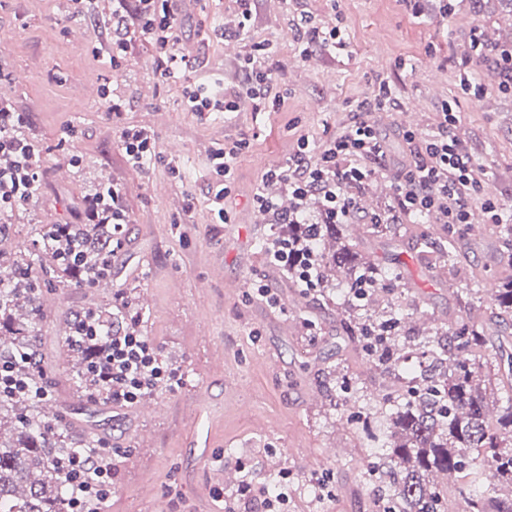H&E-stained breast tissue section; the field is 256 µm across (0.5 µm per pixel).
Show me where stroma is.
I'll list each match as a JSON object with an SVG mask.
<instances>
[{"mask_svg": "<svg viewBox=\"0 0 512 512\" xmlns=\"http://www.w3.org/2000/svg\"><path fill=\"white\" fill-rule=\"evenodd\" d=\"M303 5L321 26L345 28L346 49L301 58L302 34L290 24L285 0H256L250 39L272 42L283 101L277 111L260 112L244 98L230 116L203 120L185 107L194 84L219 78L233 89L243 79V44L224 32L229 10L221 0H182L177 47L199 64L169 80L155 74L141 48L112 69L96 52L110 30L69 18L65 0H0V55L9 72L0 95L27 112L46 174L41 194L13 219L15 245L28 243L31 225L73 223L95 182L119 184L129 216L109 287L44 288L35 341L68 355L65 316L131 297L144 333L183 375L180 389L155 394L163 414L150 419L140 418L134 405L77 395L62 373L46 375L59 427L122 450L113 461L105 512H224L214 489L230 495L239 480L262 488L283 475L287 512H313L319 495L323 512H379L385 503V489L366 480L374 451L354 431L362 405L381 401L391 379L345 349L335 303L292 288L268 262L264 244L271 227L253 220L254 192L265 171L285 166L299 138L334 135L376 75H389L404 104L375 115L389 144L388 167L399 170L411 160L401 136L406 110L417 108L418 125L428 130L448 101L486 171L487 189L512 206V93L498 90L489 59L465 54L476 26L486 39L512 43V7L501 0H454L446 17L439 0H428L418 18L403 0ZM464 70L484 80L482 96L460 90ZM106 85L125 99L124 124L154 131L160 159L149 170L130 166L101 98L87 97L88 87ZM226 137L246 138L250 146L235 167L233 219L218 224L210 211L213 176L206 159L214 142ZM73 155L80 161L75 168ZM347 233L364 253L394 258L407 287L410 332L455 318L449 285L474 276L491 296L497 275L512 261V242L494 224L482 239L459 238L451 281L423 258L425 247L448 238L431 235L428 224L396 228L391 241L365 236L356 224ZM228 278L241 281L236 293H226ZM261 284L277 294L278 306L257 294ZM198 391L210 395L215 423L206 456L183 439L185 405Z\"/></svg>", "mask_w": 512, "mask_h": 512, "instance_id": "obj_1", "label": "stroma"}]
</instances>
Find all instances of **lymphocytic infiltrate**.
Returning a JSON list of instances; mask_svg holds the SVG:
<instances>
[{
	"instance_id": "lymphocytic-infiltrate-1",
	"label": "lymphocytic infiltrate",
	"mask_w": 512,
	"mask_h": 512,
	"mask_svg": "<svg viewBox=\"0 0 512 512\" xmlns=\"http://www.w3.org/2000/svg\"><path fill=\"white\" fill-rule=\"evenodd\" d=\"M238 18L236 33L245 38L253 25L254 0H233ZM111 40L101 48L112 67H120L135 47L149 44L154 71L170 78L194 68L196 61L177 48L180 14L175 0H110ZM296 28L305 40L301 57H309L312 48L323 51L345 45L342 28L319 27L306 11L294 15ZM243 80L238 91L256 100L258 109H266L274 88V67L262 43L246 40L240 59ZM104 104L113 122L121 126L125 154L131 163L148 169L159 158L154 133L143 127L122 125L123 105L113 90H105ZM388 78H377L371 93L356 105L357 113L343 122L336 135L317 143L301 140L296 154L286 166L264 173L254 195L255 202L270 214L273 223L303 224L307 221V201L317 199L321 221L325 224H351L364 219L359 195L381 171L386 156V141L374 125L361 120L364 112L388 111L400 107ZM458 119L450 103H443L430 132L416 136L404 131L403 137L413 157L409 166L397 172V191L392 206L397 216L408 219L431 217L448 227L467 224L473 203H480L492 224H505L512 215L499 203L483 199L486 176L459 134ZM28 115L16 102L0 98V214L26 207L39 191L44 171L41 149L26 129ZM246 138L217 143L208 155V163L217 179L210 189L211 206L217 223L229 221L226 201L234 186L235 165L248 148ZM85 218L92 224L112 227V245L121 248L128 211L121 189L106 186L85 201ZM380 223V215L366 217ZM270 261L280 268L297 264L298 278L307 289H314L311 250L296 248L286 238L269 240ZM72 348L87 355V372L108 385L107 398L117 404H132L139 397L181 386L182 374L165 362L148 336L124 329L106 327L96 312L78 320L69 337ZM111 449L92 448L73 455L67 465V478L76 494L69 512H102L112 489Z\"/></svg>"
}]
</instances>
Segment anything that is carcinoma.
Instances as JSON below:
<instances>
[{"instance_id":"1","label":"carcinoma","mask_w":512,"mask_h":512,"mask_svg":"<svg viewBox=\"0 0 512 512\" xmlns=\"http://www.w3.org/2000/svg\"><path fill=\"white\" fill-rule=\"evenodd\" d=\"M84 236L87 266L66 271L58 260L51 225L32 229L33 248L13 244L0 224V356L36 353L30 336L38 312L40 275L68 285L85 283L93 265L112 244V226L71 224ZM435 263L450 271L457 256L454 236ZM275 236H306L304 224H278ZM317 256L315 277L320 288H346L341 305L348 338L358 342L368 362L393 376V405L367 404L368 446L388 460L390 492L383 512H440L448 496L453 512H512V352L489 350L491 326L512 320V276L499 279L484 301L479 282L457 290L464 315L456 321L423 330L412 340L400 339L408 322L400 285L393 272L360 251L342 224H322L310 242ZM365 283L359 298L352 296ZM487 305L489 316L476 320L471 311ZM383 334L374 350L365 345L370 332ZM467 357L459 359L457 352ZM87 354L77 352L67 375L72 388L105 399L85 376ZM95 440H80L53 425L40 405L20 395L0 399V512H68L69 486L62 462ZM440 471L455 475L456 488L443 494L436 481Z\"/></svg>"}]
</instances>
